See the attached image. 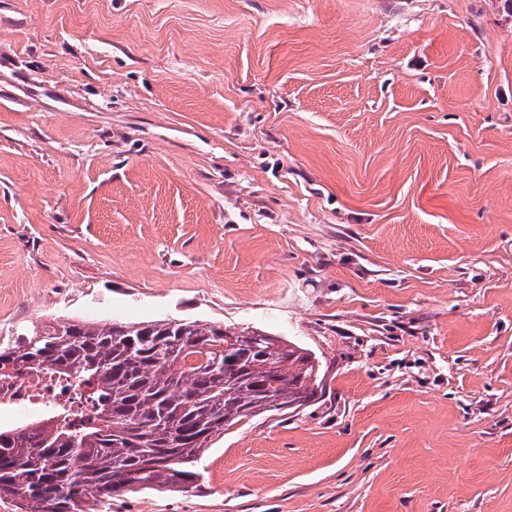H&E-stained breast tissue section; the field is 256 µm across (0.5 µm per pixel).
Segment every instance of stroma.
I'll return each instance as SVG.
<instances>
[{
    "label": "stroma",
    "instance_id": "obj_1",
    "mask_svg": "<svg viewBox=\"0 0 512 512\" xmlns=\"http://www.w3.org/2000/svg\"><path fill=\"white\" fill-rule=\"evenodd\" d=\"M58 317L321 364L105 512H512V12L0 0V336Z\"/></svg>",
    "mask_w": 512,
    "mask_h": 512
}]
</instances>
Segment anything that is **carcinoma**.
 I'll use <instances>...</instances> for the list:
<instances>
[{"label": "carcinoma", "instance_id": "carcinoma-1", "mask_svg": "<svg viewBox=\"0 0 512 512\" xmlns=\"http://www.w3.org/2000/svg\"><path fill=\"white\" fill-rule=\"evenodd\" d=\"M51 373L70 400L0 428V499L14 512H97L131 491L188 493L229 416L315 401L312 351L248 328L199 320L91 323L67 318L0 339V377Z\"/></svg>", "mask_w": 512, "mask_h": 512}]
</instances>
